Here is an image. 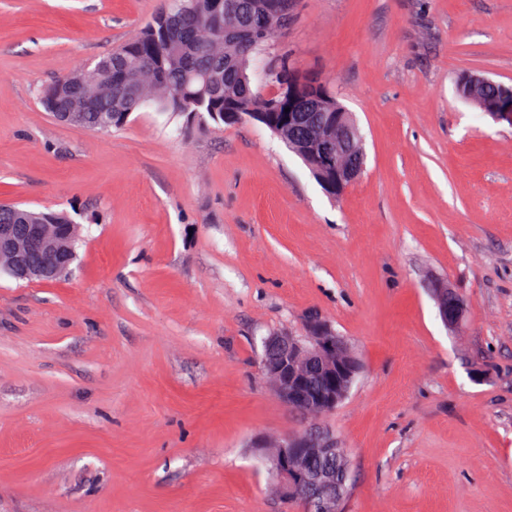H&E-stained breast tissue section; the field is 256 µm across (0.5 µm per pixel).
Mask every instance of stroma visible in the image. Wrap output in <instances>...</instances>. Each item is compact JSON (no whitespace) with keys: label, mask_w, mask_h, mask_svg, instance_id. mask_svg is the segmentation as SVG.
Segmentation results:
<instances>
[{"label":"stroma","mask_w":512,"mask_h":512,"mask_svg":"<svg viewBox=\"0 0 512 512\" xmlns=\"http://www.w3.org/2000/svg\"><path fill=\"white\" fill-rule=\"evenodd\" d=\"M159 0H0V202L68 213L71 273L0 275V512L283 510L253 443L294 435L262 338L315 312L362 369L321 426L345 512H512V0H296L270 57L335 92L366 167L338 198L270 131L151 109L100 133L40 88ZM441 277L467 303L441 322ZM493 88L494 93L500 100H512V85H507L495 81L489 77L464 73L458 79L457 91L459 96L467 103L476 105L486 110V114L497 123H505L512 127V103L511 105L503 104H486L485 90ZM431 291L436 302L438 316L442 323L457 335L462 334L466 307L459 302L453 310H448V301H454L456 296L447 282H435Z\"/></svg>","instance_id":"obj_1"}]
</instances>
